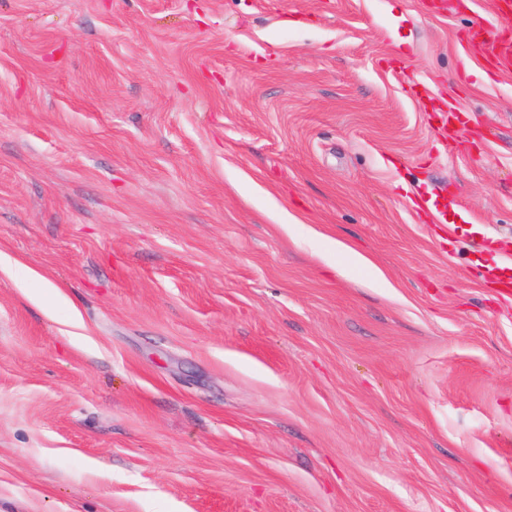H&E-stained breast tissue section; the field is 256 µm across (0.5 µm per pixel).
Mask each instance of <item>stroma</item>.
Here are the masks:
<instances>
[{"instance_id":"35a3bbf8","label":"stroma","mask_w":512,"mask_h":512,"mask_svg":"<svg viewBox=\"0 0 512 512\" xmlns=\"http://www.w3.org/2000/svg\"><path fill=\"white\" fill-rule=\"evenodd\" d=\"M480 24L0 0V512H512Z\"/></svg>"}]
</instances>
